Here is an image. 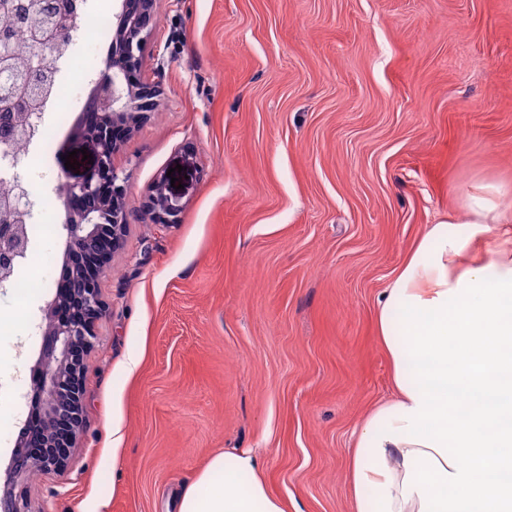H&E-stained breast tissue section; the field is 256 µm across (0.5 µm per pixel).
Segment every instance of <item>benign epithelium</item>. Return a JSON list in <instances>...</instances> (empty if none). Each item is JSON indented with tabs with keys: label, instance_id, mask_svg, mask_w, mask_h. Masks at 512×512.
I'll use <instances>...</instances> for the list:
<instances>
[{
	"label": "benign epithelium",
	"instance_id": "1",
	"mask_svg": "<svg viewBox=\"0 0 512 512\" xmlns=\"http://www.w3.org/2000/svg\"><path fill=\"white\" fill-rule=\"evenodd\" d=\"M155 0H121L119 11L112 14L113 53L111 62L98 74L96 92L109 104L112 122L135 125L147 117L157 105L160 86L150 83H131L127 75L141 67L154 16ZM97 145L96 165L80 177L58 176L60 193L66 208L63 229L69 253L95 252L109 239L112 249H118L126 235V188L113 164V157L121 144L103 136L99 130L83 132ZM82 201L74 209L70 202ZM15 210L32 214L33 201L24 187L10 200ZM150 209L160 223L174 222L182 208L179 198L168 190L167 180L161 176L149 188ZM29 242L15 226L0 230V269L14 266L22 259ZM75 301L78 315L60 318L55 311L66 302ZM106 305L96 283L87 280L78 270L72 271L70 287L54 296L44 309L42 347L32 369L33 397L38 403L39 424L34 432L20 437L17 442L9 482L0 495V512H24L19 497L14 493L15 482L34 470L62 473L67 455L52 441V434L68 429L62 447L70 448L80 431V375L74 361L77 350H88L94 336V323L105 317ZM45 441L44 452L31 458L26 452L33 439Z\"/></svg>",
	"mask_w": 512,
	"mask_h": 512
}]
</instances>
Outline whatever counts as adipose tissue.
Here are the masks:
<instances>
[{"instance_id": "adipose-tissue-1", "label": "adipose tissue", "mask_w": 512, "mask_h": 512, "mask_svg": "<svg viewBox=\"0 0 512 512\" xmlns=\"http://www.w3.org/2000/svg\"><path fill=\"white\" fill-rule=\"evenodd\" d=\"M458 210L427 225L378 304L393 397L356 431L353 512H512V188L476 185ZM174 510L285 512L247 451L214 455Z\"/></svg>"}]
</instances>
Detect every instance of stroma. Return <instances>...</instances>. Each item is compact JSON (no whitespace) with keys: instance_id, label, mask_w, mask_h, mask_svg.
Returning <instances> with one entry per match:
<instances>
[{"instance_id":"stroma-1","label":"stroma","mask_w":512,"mask_h":512,"mask_svg":"<svg viewBox=\"0 0 512 512\" xmlns=\"http://www.w3.org/2000/svg\"><path fill=\"white\" fill-rule=\"evenodd\" d=\"M72 44L59 78L90 91L108 45ZM140 78L162 96L114 157L128 228L97 273L83 429L64 475L22 485L28 510L167 512L239 449L286 512H352L353 433L392 394L378 299L472 182L512 185V0H156ZM81 118L32 182L56 225L31 242L50 273L36 323L64 260L56 175L97 153ZM173 167L183 208L156 224L147 192ZM38 355L0 347V485L21 427L8 390Z\"/></svg>"}]
</instances>
